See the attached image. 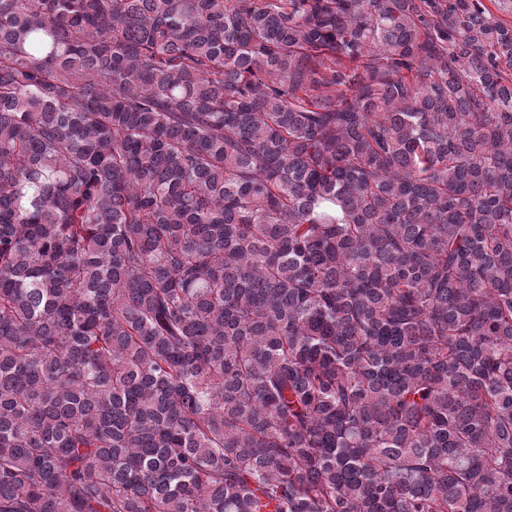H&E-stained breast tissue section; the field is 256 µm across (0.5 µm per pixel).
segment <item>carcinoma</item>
Segmentation results:
<instances>
[{
  "label": "carcinoma",
  "mask_w": 512,
  "mask_h": 512,
  "mask_svg": "<svg viewBox=\"0 0 512 512\" xmlns=\"http://www.w3.org/2000/svg\"><path fill=\"white\" fill-rule=\"evenodd\" d=\"M0 512H512V24L0 0Z\"/></svg>",
  "instance_id": "carcinoma-1"
}]
</instances>
